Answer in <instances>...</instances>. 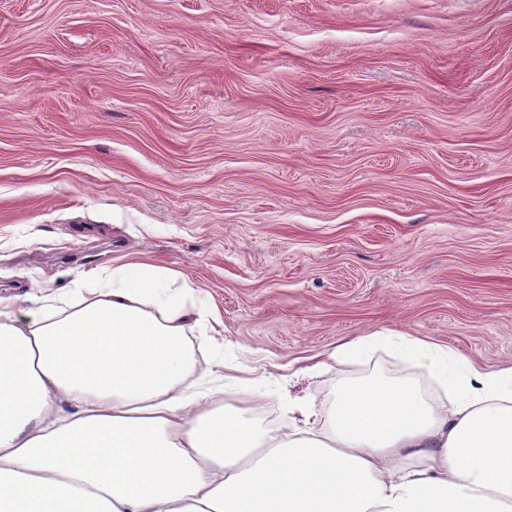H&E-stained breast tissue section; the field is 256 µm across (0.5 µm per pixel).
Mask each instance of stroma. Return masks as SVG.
I'll return each instance as SVG.
<instances>
[{
	"label": "stroma",
	"instance_id": "1",
	"mask_svg": "<svg viewBox=\"0 0 512 512\" xmlns=\"http://www.w3.org/2000/svg\"><path fill=\"white\" fill-rule=\"evenodd\" d=\"M186 276L191 388L326 412L387 330L512 363V0H0V296Z\"/></svg>",
	"mask_w": 512,
	"mask_h": 512
}]
</instances>
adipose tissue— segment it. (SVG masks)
<instances>
[{
  "label": "adipose tissue",
  "mask_w": 512,
  "mask_h": 512,
  "mask_svg": "<svg viewBox=\"0 0 512 512\" xmlns=\"http://www.w3.org/2000/svg\"><path fill=\"white\" fill-rule=\"evenodd\" d=\"M171 277L113 267L99 300L54 322L17 323L0 298V512H512V365L360 336L327 359L392 343L442 397L412 378L349 383L325 429L313 405L292 401L267 431L253 390L230 416L212 413L209 394L182 392L196 290L164 292ZM63 397L76 405L67 416Z\"/></svg>",
  "instance_id": "adipose-tissue-1"
}]
</instances>
